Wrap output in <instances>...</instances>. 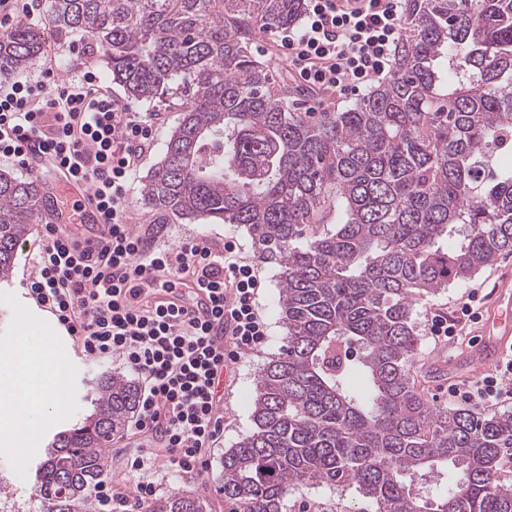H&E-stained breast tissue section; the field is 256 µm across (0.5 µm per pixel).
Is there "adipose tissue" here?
<instances>
[{
	"label": "adipose tissue",
	"mask_w": 512,
	"mask_h": 512,
	"mask_svg": "<svg viewBox=\"0 0 512 512\" xmlns=\"http://www.w3.org/2000/svg\"><path fill=\"white\" fill-rule=\"evenodd\" d=\"M31 326L30 319H21L15 340L17 360L0 365V408L19 436L30 426L32 407H40L49 420L64 410L61 383L66 378V365L57 359L52 346L33 348Z\"/></svg>",
	"instance_id": "adipose-tissue-1"
}]
</instances>
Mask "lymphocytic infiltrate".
<instances>
[{
    "label": "lymphocytic infiltrate",
    "instance_id": "lymphocytic-infiltrate-1",
    "mask_svg": "<svg viewBox=\"0 0 512 512\" xmlns=\"http://www.w3.org/2000/svg\"><path fill=\"white\" fill-rule=\"evenodd\" d=\"M299 28L284 27L275 38L288 74L316 93L359 92L393 69L404 36V0H362L343 9L336 0H304ZM155 115L121 103L97 84L93 73L72 71L57 80L54 69L35 79L0 87V157L28 168L33 153L54 169L87 183L101 211V246L45 227L29 287L88 357L118 356L140 379L133 427L160 436L172 468L205 467V452L218 439L220 386L227 363L260 348L268 336L258 311V268L241 255L236 240L215 245L188 237L148 248L129 223L127 196L139 160L153 139ZM162 273L192 278L210 292L214 306L198 315L174 302L140 297L134 283ZM482 297L471 289L452 314L431 316V338L465 335L480 317ZM228 344H219V335ZM512 379V350L495 372L448 387V398L480 408L502 401ZM152 453L135 457L143 473L137 498L116 496L109 481L94 488L98 512H136L156 493L145 475Z\"/></svg>",
    "mask_w": 512,
    "mask_h": 512
}]
</instances>
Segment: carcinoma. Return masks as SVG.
Here are the masks:
<instances>
[{"label": "carcinoma", "mask_w": 512, "mask_h": 512, "mask_svg": "<svg viewBox=\"0 0 512 512\" xmlns=\"http://www.w3.org/2000/svg\"><path fill=\"white\" fill-rule=\"evenodd\" d=\"M393 76L352 107L288 108L253 44L296 23L303 0H50L57 38L78 39L139 101L186 96L143 184L158 224L243 226L280 268L287 344L262 368L254 431L224 453L234 512H281L288 489L356 484L377 512H512L497 479L512 413L431 404L415 386L413 307L512 252V0H406ZM35 30L0 37V74L30 64ZM37 185L0 170V278L39 213ZM356 345L366 377L346 379ZM95 408L60 431L35 474V512H87L138 385L102 373ZM448 474L449 483L438 484ZM145 512H207L172 492Z\"/></svg>", "instance_id": "carcinoma-1"}]
</instances>
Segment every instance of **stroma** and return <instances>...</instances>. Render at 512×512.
<instances>
[{
	"label": "stroma",
	"mask_w": 512,
	"mask_h": 512,
	"mask_svg": "<svg viewBox=\"0 0 512 512\" xmlns=\"http://www.w3.org/2000/svg\"><path fill=\"white\" fill-rule=\"evenodd\" d=\"M38 32L42 50L26 68L0 75V86L17 80H25L50 65L61 67L79 66L94 73L100 86L112 92L121 101L131 102L140 112L157 113L154 139L146 149L138 174L130 186L127 197L129 221L135 232H144L154 216L142 197L143 182L162 157L163 140L176 126L180 117V94L166 92L151 102L130 100L122 85L113 81L106 62L96 54L86 52L77 42L58 40L55 32L44 20L33 24ZM260 59L266 62L276 84L287 88L288 103L304 112H339L350 107L357 99L356 94L339 95L327 93L313 95L297 86L287 74V63L279 54L270 35L259 37L255 46ZM188 237H201L220 243L224 238H234L241 246L244 257L257 263L263 287L259 295V307L268 324V339L265 345L254 352L245 354L236 364V374L230 385L222 387L219 413L224 431L217 442L207 451L208 464L193 472H173L165 459H157L153 478L158 496L172 492L199 495L206 499L208 512H231L230 504L217 490L216 482L223 470L224 453L253 429L250 399L256 392L258 376L264 364L278 354L286 343L287 330L278 314L276 303L279 295L278 270L273 265L261 262L246 229L236 224H203L197 221L181 220L165 225L162 232L151 239L154 245H170ZM40 235L31 231L26 246L17 251L12 271L7 280L0 281V358L12 355L14 338L17 334L18 309H26L41 320L34 345L51 344L57 356L69 364L68 409L52 421L34 419L24 444L13 452H0V475H6L8 500L21 503L29 501L34 493V475L37 465L43 460V448L53 434L84 421L92 410V387L96 377L108 371L125 375L126 370L118 358L86 357L49 310L38 305L29 295L27 282L33 270V259L37 252ZM512 279V254L499 256L492 264L477 272L470 280L449 285L433 295L417 302L413 319L420 336V345L413 359V375L421 390L435 404L448 403V389L438 382L437 364L447 362L465 348V341L434 343L428 335L427 321L436 310L452 309L456 300L471 288L484 289L492 294L505 279ZM149 441L146 435L125 429L116 437L108 449L106 477L112 480L113 492L135 499L139 481L136 472L130 468V461L146 451ZM286 512H376L374 504L365 498L356 486L307 485L289 491Z\"/></svg>",
	"instance_id": "1"
}]
</instances>
